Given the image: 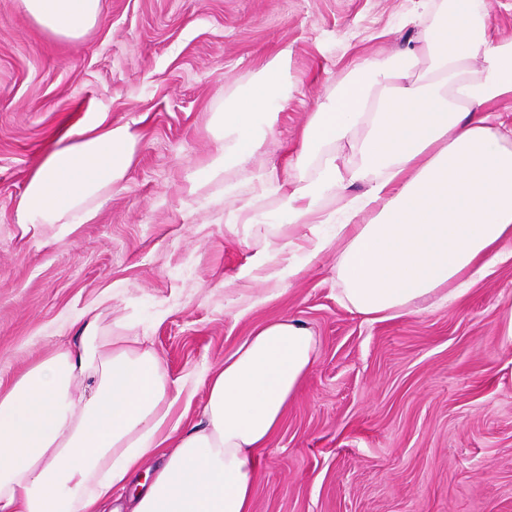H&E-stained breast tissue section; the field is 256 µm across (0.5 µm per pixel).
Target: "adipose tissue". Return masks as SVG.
Segmentation results:
<instances>
[{"instance_id":"obj_1","label":"adipose tissue","mask_w":512,"mask_h":512,"mask_svg":"<svg viewBox=\"0 0 512 512\" xmlns=\"http://www.w3.org/2000/svg\"><path fill=\"white\" fill-rule=\"evenodd\" d=\"M409 20L421 40L366 59L302 130L293 170L253 176L255 195L224 219L261 224L259 199L277 196L284 223L250 253L238 277L283 282L336 255L346 308L371 322L450 304L511 256L512 40L484 19L486 0H430ZM47 35L81 39L100 0H16ZM289 50L249 90L213 112L209 162L189 193L250 161L288 96ZM138 134L94 118L55 137L16 205L23 226L83 224L120 189ZM65 344L0 386V512H106L113 491L160 454L130 512H253L260 452L316 359L302 321L265 322L206 379L201 420L173 423L183 388L139 337L113 332L86 309Z\"/></svg>"}]
</instances>
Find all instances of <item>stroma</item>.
Here are the masks:
<instances>
[{
  "label": "stroma",
  "mask_w": 512,
  "mask_h": 512,
  "mask_svg": "<svg viewBox=\"0 0 512 512\" xmlns=\"http://www.w3.org/2000/svg\"><path fill=\"white\" fill-rule=\"evenodd\" d=\"M411 7L101 0V23L66 41L0 0V382L52 352L96 304L185 386L174 414L189 426L206 377L238 343L294 317L312 330L317 359L261 452L254 512H512V258L452 305L370 322L344 307L331 253L282 289L226 288L271 236L224 222L252 196L255 163L183 191L210 157L212 112L281 49L292 91L260 160L285 167L310 112L358 62L421 37ZM95 116L140 134L121 190L86 224H17L51 138Z\"/></svg>",
  "instance_id": "obj_1"
}]
</instances>
